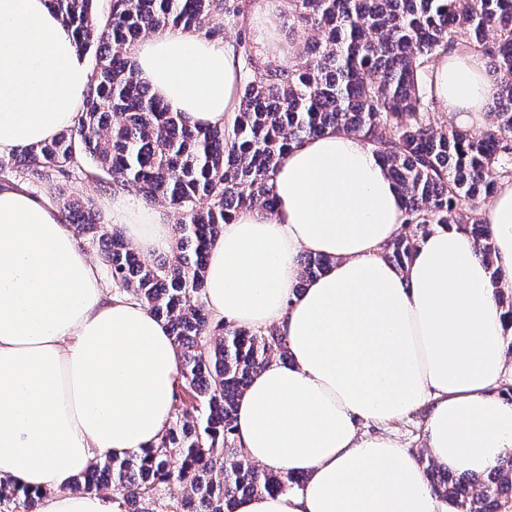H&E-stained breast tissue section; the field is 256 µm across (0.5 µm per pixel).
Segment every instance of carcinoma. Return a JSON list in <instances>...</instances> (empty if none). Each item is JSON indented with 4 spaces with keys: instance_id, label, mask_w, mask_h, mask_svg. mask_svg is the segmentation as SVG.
<instances>
[{
    "instance_id": "carcinoma-1",
    "label": "carcinoma",
    "mask_w": 512,
    "mask_h": 512,
    "mask_svg": "<svg viewBox=\"0 0 512 512\" xmlns=\"http://www.w3.org/2000/svg\"><path fill=\"white\" fill-rule=\"evenodd\" d=\"M77 48L94 53L84 105L48 142L0 158V181L34 189L84 180L95 190L135 186L173 216L176 250L146 264L119 225L88 204L48 198L80 241L99 250L114 290L164 320L179 367L174 408L155 448L93 463L73 490L114 488V512H233L239 496L301 488L291 472H269L238 448L234 416L246 386L274 356L288 358L275 327L214 320L205 302L211 242L239 213L274 211L271 181L282 155L328 129L358 135L387 166L403 201V233L385 258L407 264L436 224L468 228L479 254L494 252L482 209L512 181V0H288L294 28L321 36L285 65L248 50L243 0H48ZM239 27V108L222 126L191 127L136 76L134 46L166 28L223 37ZM482 55L497 79L490 122L445 129L431 122L433 62L455 51ZM299 292L328 259H299ZM433 491L452 512H512V453L483 476H455L434 462ZM41 495L0 480V512H38Z\"/></svg>"
}]
</instances>
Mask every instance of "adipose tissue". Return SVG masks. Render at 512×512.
I'll list each match as a JSON object with an SVG mask.
<instances>
[{"instance_id": "adipose-tissue-1", "label": "adipose tissue", "mask_w": 512, "mask_h": 512, "mask_svg": "<svg viewBox=\"0 0 512 512\" xmlns=\"http://www.w3.org/2000/svg\"><path fill=\"white\" fill-rule=\"evenodd\" d=\"M141 81L190 124L236 112L235 43L180 29L143 39ZM90 70L47 0H0V157L50 141L72 124ZM439 111L482 122L497 82L466 53L433 72ZM275 213L226 224L205 270L215 319L277 327L287 359L253 377L235 416L239 448L301 489L238 498L233 512H438L417 460L383 427L427 407L425 444L457 476L483 475L512 452V181L483 209L493 240L483 260L459 224L439 225L403 267L387 245L403 231L398 191L372 147L330 130L279 162ZM112 221L143 253L172 249L169 224L123 194ZM329 257L301 282L298 257ZM178 356L167 324L109 291L58 210L0 189V478L40 492V512H113L102 494L72 491L98 460L142 452L172 413ZM377 433L362 432L361 424Z\"/></svg>"}]
</instances>
